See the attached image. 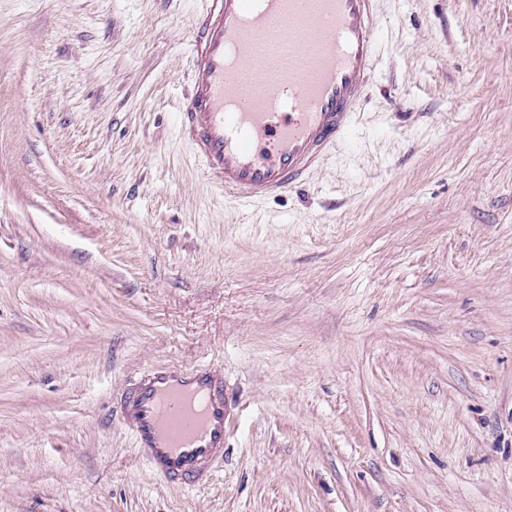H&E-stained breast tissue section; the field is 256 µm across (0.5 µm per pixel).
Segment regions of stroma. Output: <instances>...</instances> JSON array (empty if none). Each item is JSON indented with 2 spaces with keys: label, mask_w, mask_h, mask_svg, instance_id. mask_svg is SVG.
<instances>
[{
  "label": "stroma",
  "mask_w": 512,
  "mask_h": 512,
  "mask_svg": "<svg viewBox=\"0 0 512 512\" xmlns=\"http://www.w3.org/2000/svg\"><path fill=\"white\" fill-rule=\"evenodd\" d=\"M200 0H0V512H512V0H379L357 130L239 207L176 133ZM224 374L206 485L116 415Z\"/></svg>",
  "instance_id": "stroma-1"
}]
</instances>
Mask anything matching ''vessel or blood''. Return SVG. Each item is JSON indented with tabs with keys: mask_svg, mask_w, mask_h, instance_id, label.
I'll return each mask as SVG.
<instances>
[{
	"mask_svg": "<svg viewBox=\"0 0 512 512\" xmlns=\"http://www.w3.org/2000/svg\"><path fill=\"white\" fill-rule=\"evenodd\" d=\"M379 40L378 0H202L177 127L195 165L242 205L305 184L350 135ZM116 409L165 481L206 482L224 453V378L211 364L150 369Z\"/></svg>",
	"mask_w": 512,
	"mask_h": 512,
	"instance_id": "b4317fda",
	"label": "vessel or blood"
}]
</instances>
